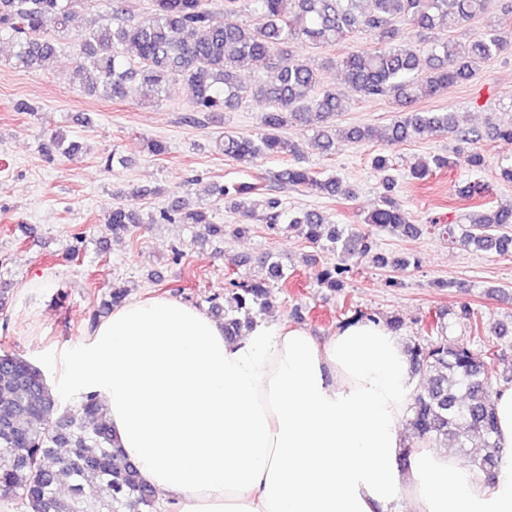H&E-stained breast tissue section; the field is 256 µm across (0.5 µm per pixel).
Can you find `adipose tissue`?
<instances>
[{"label": "adipose tissue", "mask_w": 512, "mask_h": 512, "mask_svg": "<svg viewBox=\"0 0 512 512\" xmlns=\"http://www.w3.org/2000/svg\"><path fill=\"white\" fill-rule=\"evenodd\" d=\"M65 389L94 392L121 448L165 512H512V385L496 395L494 479L455 452L412 443L420 387L405 343L381 319L318 340L255 321L230 340L178 299L113 308L65 365Z\"/></svg>", "instance_id": "obj_1"}]
</instances>
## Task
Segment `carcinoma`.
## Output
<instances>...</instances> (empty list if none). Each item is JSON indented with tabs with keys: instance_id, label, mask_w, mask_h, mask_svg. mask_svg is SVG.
Masks as SVG:
<instances>
[{
	"instance_id": "carcinoma-1",
	"label": "carcinoma",
	"mask_w": 512,
	"mask_h": 512,
	"mask_svg": "<svg viewBox=\"0 0 512 512\" xmlns=\"http://www.w3.org/2000/svg\"><path fill=\"white\" fill-rule=\"evenodd\" d=\"M254 22L226 24L205 7V0H153V9L141 20L125 16L122 0H108L106 23L82 31L77 73L83 91L107 99L127 97L135 84L144 100H152L175 79L192 89V111L223 112L248 97L262 98L270 110L261 118L257 136L224 132L219 147L224 156L252 166L268 155H295L297 146L282 135L291 125L311 132L314 147L331 152L337 135L336 117L343 96L333 89L316 94L323 73L300 61L299 44L329 47L362 29L374 46L352 49L327 66L336 68L345 83L362 99L389 97L399 107L397 118L384 127L354 126L345 137L355 143L380 141L396 147L410 140L452 134L462 143L481 137L465 130L448 110L419 109L416 104L450 86L472 80L480 64L500 56L509 46L496 25L489 24L477 38L461 42L443 38L471 20L485 15L486 0H250ZM79 0H0V42L12 49L15 64L25 69L49 70L58 54V42L49 31L69 30ZM404 21L417 44L402 39L396 22ZM258 70L244 84L240 73ZM460 164L472 170L485 166L484 156L457 150L451 157L419 162L410 175L423 180L432 168ZM372 168L383 189L380 204L364 218L369 226L404 237L419 238L439 229L465 246L502 253L512 246V204L468 215V224H412L393 197L392 159L380 153ZM281 185L303 187L315 195L353 197L334 177L321 178L311 169L290 165L278 171ZM476 182L456 186L465 200L485 193ZM242 223L230 230L215 224L206 212L181 200L150 218L152 223L201 224L210 236L247 232V224L262 207L268 228L299 227L308 242L327 257L316 275L320 288H341L349 273L346 258L357 256L381 267L404 269L408 257L393 260L377 252L373 235L350 225L328 221L318 210L288 214L276 197L257 199L254 183L216 187ZM143 223L140 214L124 203L105 214L112 234H127ZM266 278L232 280L227 295L209 299L211 312L224 316V336L242 335L254 322L253 314L269 303L272 283L288 282L282 263L272 254L261 260ZM128 289L112 286L92 321L121 305ZM443 314L432 318L429 336L407 345L412 366L426 386L414 397L410 412L413 438L444 441L458 448L482 451L475 461L478 473L494 477L506 455L496 439L493 389L485 359L498 345L483 340L475 349L468 342L448 345ZM79 409L61 405L42 369L15 353H0V498H11L25 512H157L153 488L119 448L106 408L96 393H83Z\"/></svg>"
}]
</instances>
